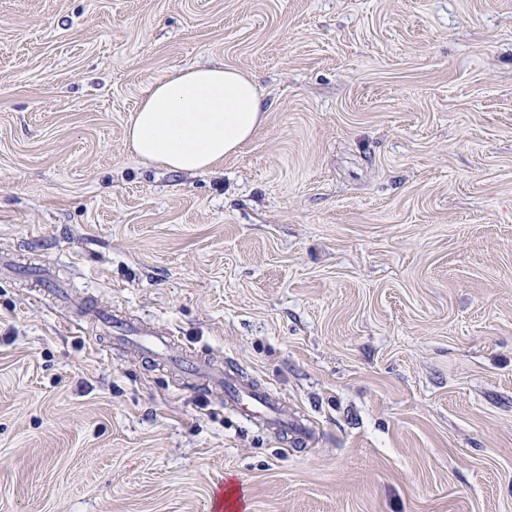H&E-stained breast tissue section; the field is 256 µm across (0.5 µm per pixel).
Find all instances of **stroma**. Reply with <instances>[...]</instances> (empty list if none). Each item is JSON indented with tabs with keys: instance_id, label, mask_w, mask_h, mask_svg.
I'll return each mask as SVG.
<instances>
[{
	"instance_id": "35a3bbf8",
	"label": "stroma",
	"mask_w": 512,
	"mask_h": 512,
	"mask_svg": "<svg viewBox=\"0 0 512 512\" xmlns=\"http://www.w3.org/2000/svg\"><path fill=\"white\" fill-rule=\"evenodd\" d=\"M195 64L264 123L142 161L143 91ZM0 257V512H512V0H0ZM98 316L112 332L111 337L114 341L135 344L152 356L169 358L176 370L200 386L208 390H213V387L224 388L225 401L244 419L286 432L288 435V420L280 417L276 400L267 393L238 379L225 383L222 375L212 373L195 358L169 357L174 336H164L156 331L147 330L126 319L112 318V314L103 311L99 312Z\"/></svg>"
}]
</instances>
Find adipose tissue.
<instances>
[{
    "instance_id": "1",
    "label": "adipose tissue",
    "mask_w": 512,
    "mask_h": 512,
    "mask_svg": "<svg viewBox=\"0 0 512 512\" xmlns=\"http://www.w3.org/2000/svg\"><path fill=\"white\" fill-rule=\"evenodd\" d=\"M264 118L263 99L247 74L198 65L150 84L125 135L142 160L199 172L236 153Z\"/></svg>"
}]
</instances>
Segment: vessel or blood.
Segmentation results:
<instances>
[{
	"label": "vessel or blood",
	"instance_id": "vessel-or-blood-1",
	"mask_svg": "<svg viewBox=\"0 0 512 512\" xmlns=\"http://www.w3.org/2000/svg\"><path fill=\"white\" fill-rule=\"evenodd\" d=\"M101 321L110 329L115 341L135 344L148 354L171 358L173 367L206 389L221 388L225 401L244 419L278 431L294 430L303 435L302 427H289L281 418L276 401L267 393L251 387L240 380H224L223 376L212 373L200 361L192 357L173 358L169 355L172 337L132 324L125 319L101 313Z\"/></svg>",
	"mask_w": 512,
	"mask_h": 512
}]
</instances>
